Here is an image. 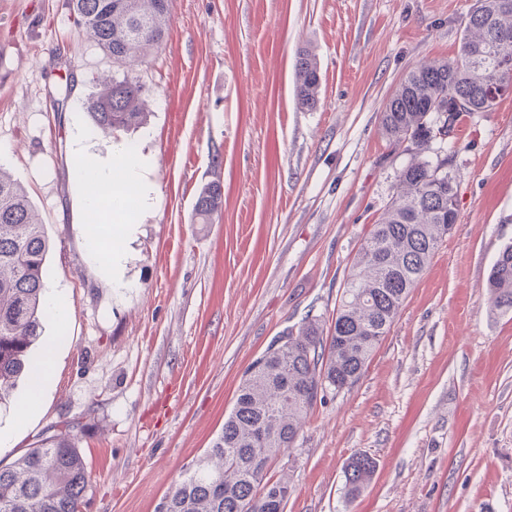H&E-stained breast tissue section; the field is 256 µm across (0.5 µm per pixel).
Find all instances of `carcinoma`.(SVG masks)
<instances>
[{
  "label": "carcinoma",
  "mask_w": 512,
  "mask_h": 512,
  "mask_svg": "<svg viewBox=\"0 0 512 512\" xmlns=\"http://www.w3.org/2000/svg\"><path fill=\"white\" fill-rule=\"evenodd\" d=\"M86 38L126 64L142 60L165 39L171 0H70ZM298 104L313 109L320 74L315 57L295 61ZM89 99L96 128L116 130L146 121L141 85L133 78L103 80ZM512 91V0H476L466 15L457 57L412 68L384 111L393 142L415 145L396 192L360 247L329 329L306 318L277 337L245 372L234 404L211 448L163 497L158 512H285L288 477H267L256 460L272 463L292 447L321 395L352 387L389 333L404 300L457 220L456 176L448 158L424 157L438 109L460 99L465 112H490ZM221 186H205L195 203L200 224L222 210ZM50 247L45 225L24 188L0 171V401L27 369L28 353L46 312L43 271ZM490 301L512 309V245L488 277ZM374 462L353 455L345 467L347 494L370 482ZM89 476L70 426L52 428L39 444L0 465V512H80Z\"/></svg>",
  "instance_id": "1"
}]
</instances>
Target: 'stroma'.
<instances>
[{"label":"stroma","instance_id":"1","mask_svg":"<svg viewBox=\"0 0 512 512\" xmlns=\"http://www.w3.org/2000/svg\"><path fill=\"white\" fill-rule=\"evenodd\" d=\"M473 2L173 0L162 45L119 66L68 0H0V169L46 227L44 282L66 307L28 356L52 357L45 393L19 414L23 377L0 405V463L68 424L89 473L82 512H156L221 431L247 367L306 316H335L412 157L381 114L411 67L456 57ZM303 50L320 69L312 109L295 97ZM126 75L146 123L94 128L98 78ZM80 155L138 160L152 187L111 235L90 228ZM428 155L457 176L458 219L360 380L317 403L272 464L290 480L285 512H512V311L486 288L512 245V93L461 114ZM212 182L224 207L200 224ZM356 453L376 468L352 500Z\"/></svg>","mask_w":512,"mask_h":512}]
</instances>
